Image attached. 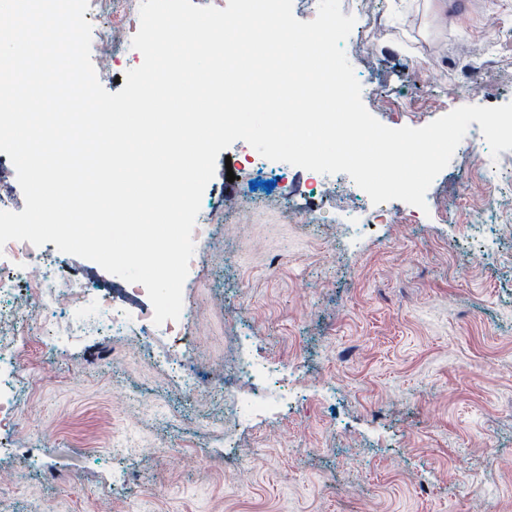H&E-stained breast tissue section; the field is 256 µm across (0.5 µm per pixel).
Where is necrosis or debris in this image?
Listing matches in <instances>:
<instances>
[{"instance_id": "necrosis-or-debris-1", "label": "necrosis or debris", "mask_w": 512, "mask_h": 512, "mask_svg": "<svg viewBox=\"0 0 512 512\" xmlns=\"http://www.w3.org/2000/svg\"><path fill=\"white\" fill-rule=\"evenodd\" d=\"M103 19L99 32L110 52L101 59V72L108 75L134 63L127 53L139 22L124 8V0H94ZM41 309L62 311L65 328L72 336H98L112 332L120 336L152 327V312L130 314L112 307L106 300L90 298L84 288L74 287L63 267L47 268L32 291ZM284 374L271 360L242 356L224 375V413L231 420L262 421L278 415L293 399L284 389Z\"/></svg>"}]
</instances>
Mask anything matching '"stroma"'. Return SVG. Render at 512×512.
Returning <instances> with one entry per match:
<instances>
[{"instance_id":"stroma-1","label":"stroma","mask_w":512,"mask_h":512,"mask_svg":"<svg viewBox=\"0 0 512 512\" xmlns=\"http://www.w3.org/2000/svg\"><path fill=\"white\" fill-rule=\"evenodd\" d=\"M444 2L341 0L362 102L388 127L512 102V47L488 37L512 30V0ZM479 130L424 211L375 206L344 173L242 165L256 151L233 143L202 196L177 343L153 329L45 331L30 293L52 265L131 313L151 301L51 242L21 266L1 254L18 289L0 307L27 312L0 334L39 335L42 360L14 373L24 391L0 442V512H512V170L471 151ZM316 208L327 221L308 223ZM355 222L371 227L356 241ZM241 336L301 383L256 429L225 418L220 392L170 376L184 358L220 388Z\"/></svg>"}]
</instances>
